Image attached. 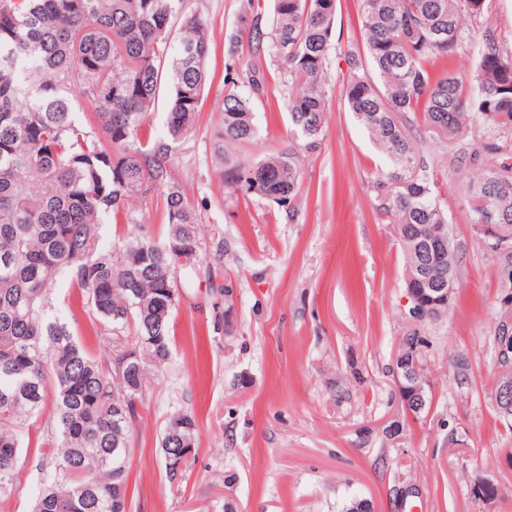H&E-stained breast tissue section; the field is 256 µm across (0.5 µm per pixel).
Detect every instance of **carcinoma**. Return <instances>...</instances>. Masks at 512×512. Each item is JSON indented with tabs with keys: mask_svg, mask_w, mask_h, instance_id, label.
Returning a JSON list of instances; mask_svg holds the SVG:
<instances>
[{
	"mask_svg": "<svg viewBox=\"0 0 512 512\" xmlns=\"http://www.w3.org/2000/svg\"><path fill=\"white\" fill-rule=\"evenodd\" d=\"M270 2L267 11L242 0L252 58L224 78L214 156L225 182L295 212L300 151L320 146L338 85L386 155L379 211L397 225L406 287L431 228L448 224L426 147L450 156L469 222L512 281V53L493 30L466 26L491 0H360L368 58L350 54L339 83L329 72L336 0ZM467 38L478 58L468 78L453 66ZM210 58L209 25L183 0H0V506L32 451L43 477L30 512H128L137 402L171 356L176 275L188 279L200 263L196 213L171 167L201 111ZM265 58L283 74L297 146L245 162L235 150L259 138ZM163 87L165 134L142 141ZM79 100L93 107L87 125ZM475 125L489 133L462 147ZM153 194L166 201L162 238L134 207ZM119 213L137 233L109 250L99 226ZM434 263L456 281L453 245ZM62 271L104 328L109 360L89 355L55 315ZM48 405L46 428L31 432ZM159 448L169 484L182 487L197 458L195 416H170Z\"/></svg>",
	"mask_w": 512,
	"mask_h": 512,
	"instance_id": "carcinoma-1",
	"label": "carcinoma"
}]
</instances>
